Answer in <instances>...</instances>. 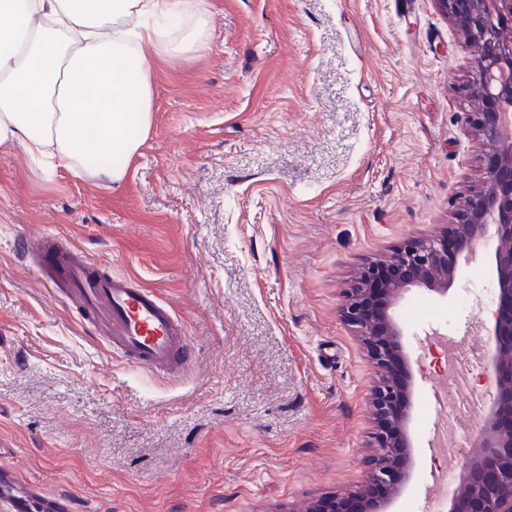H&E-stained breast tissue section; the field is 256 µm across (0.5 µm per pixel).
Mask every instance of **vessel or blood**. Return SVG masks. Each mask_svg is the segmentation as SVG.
Returning <instances> with one entry per match:
<instances>
[{"label":"vessel or blood","mask_w":512,"mask_h":512,"mask_svg":"<svg viewBox=\"0 0 512 512\" xmlns=\"http://www.w3.org/2000/svg\"><path fill=\"white\" fill-rule=\"evenodd\" d=\"M38 268L43 275L63 273L83 320L104 324L113 351L128 365L168 374L187 367L191 350L182 324L154 290L113 274L56 234L42 237Z\"/></svg>","instance_id":"b4317fda"}]
</instances>
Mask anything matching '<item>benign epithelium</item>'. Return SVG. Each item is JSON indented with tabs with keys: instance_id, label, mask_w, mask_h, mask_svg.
Masks as SVG:
<instances>
[{
	"instance_id": "benign-epithelium-1",
	"label": "benign epithelium",
	"mask_w": 512,
	"mask_h": 512,
	"mask_svg": "<svg viewBox=\"0 0 512 512\" xmlns=\"http://www.w3.org/2000/svg\"><path fill=\"white\" fill-rule=\"evenodd\" d=\"M480 50L473 60V91L480 111L469 118L475 135L489 147L485 189L465 201L449 234L418 240L366 266L341 305V317L367 346L378 384L372 404L378 424L377 453L369 482L350 497L366 504L363 512H396L394 505L408 481L413 461L405 411L394 404L405 386L391 372L393 354L403 353L404 325L392 313L406 293L425 289L447 296L459 267L484 259L497 302L480 328L493 341L492 394L477 446V456L461 460V481L448 512H512V37L509 22L493 16L485 0H439ZM387 485L390 494L375 501L372 488Z\"/></svg>"
}]
</instances>
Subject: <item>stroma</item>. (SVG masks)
I'll return each mask as SVG.
<instances>
[{"label": "stroma", "mask_w": 512, "mask_h": 512, "mask_svg": "<svg viewBox=\"0 0 512 512\" xmlns=\"http://www.w3.org/2000/svg\"><path fill=\"white\" fill-rule=\"evenodd\" d=\"M196 52L158 59L124 181L0 149V512H304L367 481L365 346L340 316L362 264L455 223L486 148L466 122L476 54L439 0H202ZM60 234L185 322L187 372L128 366L32 266ZM402 315L414 478L422 445L480 427L493 309L480 264ZM466 372L436 392L449 358Z\"/></svg>", "instance_id": "stroma-1"}]
</instances>
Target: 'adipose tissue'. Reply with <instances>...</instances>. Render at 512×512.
<instances>
[{
	"label": "adipose tissue",
	"instance_id": "obj_1",
	"mask_svg": "<svg viewBox=\"0 0 512 512\" xmlns=\"http://www.w3.org/2000/svg\"><path fill=\"white\" fill-rule=\"evenodd\" d=\"M189 20L179 38L160 20ZM208 20L197 0H0V147L86 174L112 156L122 181L152 121L154 59L198 50Z\"/></svg>",
	"mask_w": 512,
	"mask_h": 512
}]
</instances>
